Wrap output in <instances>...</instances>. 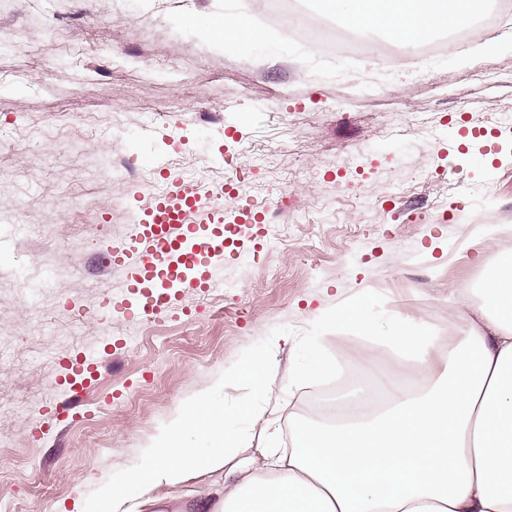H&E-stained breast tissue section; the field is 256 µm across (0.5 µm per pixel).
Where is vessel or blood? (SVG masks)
Returning a JSON list of instances; mask_svg holds the SVG:
<instances>
[{
    "label": "vessel or blood",
    "instance_id": "vessel-or-blood-1",
    "mask_svg": "<svg viewBox=\"0 0 512 512\" xmlns=\"http://www.w3.org/2000/svg\"><path fill=\"white\" fill-rule=\"evenodd\" d=\"M165 181L154 203L136 210L133 242L112 265L129 287L142 288L143 314L168 307L175 288L208 291L224 285V249L238 227L224 221L223 186L200 190L160 167Z\"/></svg>",
    "mask_w": 512,
    "mask_h": 512
}]
</instances>
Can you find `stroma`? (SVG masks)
I'll list each match as a JSON object with an SVG mask.
<instances>
[{
    "mask_svg": "<svg viewBox=\"0 0 512 512\" xmlns=\"http://www.w3.org/2000/svg\"><path fill=\"white\" fill-rule=\"evenodd\" d=\"M258 0H0V503L16 512H64L102 478L131 470L165 423L224 381L215 404L239 410L261 447L287 453L288 420L310 390L336 374L309 372L312 356L375 370L390 346L324 313L370 296L386 315H416L431 336L460 328L450 310L483 277L478 238L512 213V24L470 50L429 59L378 56L389 42L361 30L369 56L328 59L301 40L261 26L252 46L223 48L208 21L254 16ZM199 16L187 26V16ZM67 20V44L54 34ZM153 59L122 70L115 53ZM180 70L169 77L167 68ZM203 112L221 113L205 123ZM419 120L401 130L405 113ZM70 133L50 131L59 117ZM124 156L135 171L125 194L102 168ZM207 187L224 161L245 173L247 194L224 198L233 223L249 195L270 198L267 224L249 226L224 255L226 291L180 289L150 320L131 318L139 297L103 270L91 242L105 224L126 245L127 214L159 174L148 159ZM99 193L101 216L65 229L72 199ZM306 210L288 214L291 200ZM473 224L455 223L457 204ZM445 212L410 224L406 211ZM39 235L24 238L22 226ZM54 270L38 305L13 287L19 273ZM113 295L116 309L101 307ZM278 391H260L264 353ZM90 357L82 407L61 416L72 386L67 361Z\"/></svg>",
    "mask_w": 512,
    "mask_h": 512,
    "instance_id": "stroma-1",
    "label": "stroma"
}]
</instances>
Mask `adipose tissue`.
Returning <instances> with one entry per match:
<instances>
[{"instance_id":"1","label":"adipose tissue","mask_w":512,"mask_h":512,"mask_svg":"<svg viewBox=\"0 0 512 512\" xmlns=\"http://www.w3.org/2000/svg\"><path fill=\"white\" fill-rule=\"evenodd\" d=\"M441 0H324L332 13L389 30L432 28ZM477 287L463 289L464 330L417 337L401 311L378 317L358 300L337 319L386 329L408 345L418 390L392 386L380 413L348 411L336 422L295 418L289 456L265 448L238 460L253 439L235 409L190 405L172 418L134 470L102 479L72 512L162 508L157 489L234 462L240 478L192 512H512V249L493 252Z\"/></svg>"}]
</instances>
